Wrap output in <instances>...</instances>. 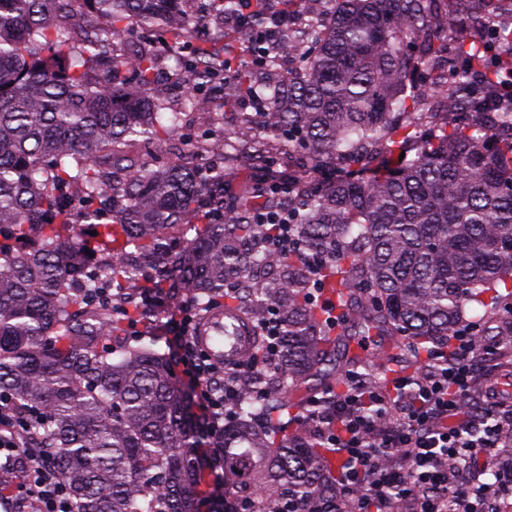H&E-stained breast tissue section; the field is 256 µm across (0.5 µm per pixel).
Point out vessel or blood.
Listing matches in <instances>:
<instances>
[{"mask_svg": "<svg viewBox=\"0 0 512 512\" xmlns=\"http://www.w3.org/2000/svg\"><path fill=\"white\" fill-rule=\"evenodd\" d=\"M195 341L213 363L231 364L240 360L251 342V325L239 312L212 309L199 322Z\"/></svg>", "mask_w": 512, "mask_h": 512, "instance_id": "1", "label": "vessel or blood"}]
</instances>
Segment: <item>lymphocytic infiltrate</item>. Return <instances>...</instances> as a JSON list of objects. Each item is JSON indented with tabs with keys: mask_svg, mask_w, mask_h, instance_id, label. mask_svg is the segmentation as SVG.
Segmentation results:
<instances>
[{
	"mask_svg": "<svg viewBox=\"0 0 512 512\" xmlns=\"http://www.w3.org/2000/svg\"><path fill=\"white\" fill-rule=\"evenodd\" d=\"M143 305L166 314L165 343L182 376L188 378L192 404L201 425L212 434L238 398L237 365H214L194 342L197 313L192 306L173 309L166 296L144 292ZM451 363L433 368L419 381L399 377V398L382 390L362 391L356 379L329 409L319 414L317 433L323 443L340 449L346 462L349 512H501L507 491L499 482L472 475L470 462L491 450L512 447V423L484 426L468 438L445 426L461 415L458 394L475 382V336L456 339ZM371 400L374 411L363 409ZM11 490L7 512H68L67 487L58 478L53 455L37 447L18 421L12 404L0 399V489Z\"/></svg>",
	"mask_w": 512,
	"mask_h": 512,
	"instance_id": "obj_1",
	"label": "lymphocytic infiltrate"
}]
</instances>
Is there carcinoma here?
Instances as JSON below:
<instances>
[{
  "label": "carcinoma",
  "mask_w": 512,
  "mask_h": 512,
  "mask_svg": "<svg viewBox=\"0 0 512 512\" xmlns=\"http://www.w3.org/2000/svg\"><path fill=\"white\" fill-rule=\"evenodd\" d=\"M296 1L303 25L258 49L195 36L234 0H0V397L54 450L71 512H195L204 444L231 449L224 471L264 502L334 508L339 451L300 424L306 395L328 404L348 372L390 382L356 339L411 379L460 331L512 347V0ZM184 50L170 81L217 138L160 162L144 146L181 116L161 123L152 90ZM243 97L261 111H224ZM284 146L299 172L224 204L207 155L268 163ZM150 290L248 315L260 366L270 312L283 320L274 370L218 436L193 425L168 359L127 344Z\"/></svg>",
  "instance_id": "1"
}]
</instances>
